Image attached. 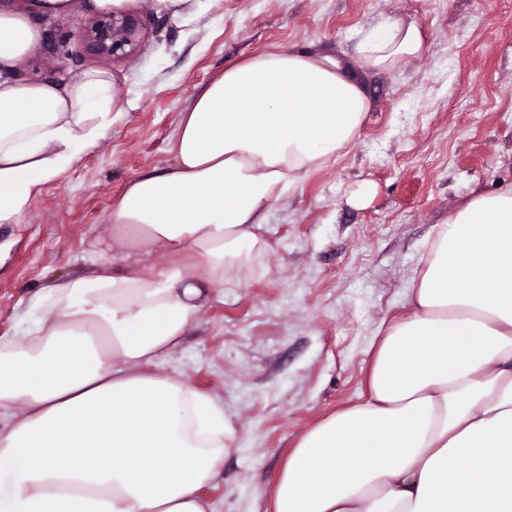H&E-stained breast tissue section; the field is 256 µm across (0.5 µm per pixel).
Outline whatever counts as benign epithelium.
<instances>
[{
  "label": "benign epithelium",
  "mask_w": 512,
  "mask_h": 512,
  "mask_svg": "<svg viewBox=\"0 0 512 512\" xmlns=\"http://www.w3.org/2000/svg\"><path fill=\"white\" fill-rule=\"evenodd\" d=\"M79 37L88 53L120 58L141 47L142 23L126 11L101 13L79 32Z\"/></svg>",
  "instance_id": "benign-epithelium-1"
}]
</instances>
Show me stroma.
<instances>
[{
  "instance_id": "35a3bbf8",
  "label": "stroma",
  "mask_w": 512,
  "mask_h": 512,
  "mask_svg": "<svg viewBox=\"0 0 512 512\" xmlns=\"http://www.w3.org/2000/svg\"><path fill=\"white\" fill-rule=\"evenodd\" d=\"M146 36L134 56L90 55L75 5L40 16L41 51L22 77H113L124 110L96 145L0 224V337L21 341L28 301L52 279L91 273L126 184L174 163L180 115L226 67L279 49L350 63L371 107L335 163L276 201L264 249L236 260L223 292L157 372L182 371L232 412L236 447L200 491L212 512H266L288 453L329 413L359 402L382 322L406 313L436 224L473 194L512 185V0H133ZM415 21L423 54L361 67L358 43L382 18Z\"/></svg>"
}]
</instances>
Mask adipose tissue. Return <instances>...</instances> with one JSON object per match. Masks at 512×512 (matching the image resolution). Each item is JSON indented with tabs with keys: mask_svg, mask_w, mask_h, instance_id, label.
<instances>
[{
	"mask_svg": "<svg viewBox=\"0 0 512 512\" xmlns=\"http://www.w3.org/2000/svg\"><path fill=\"white\" fill-rule=\"evenodd\" d=\"M72 7L0 9V224L23 223L112 124L107 72L14 76L43 44L34 17ZM423 49L415 22L388 17L359 54L388 70ZM369 110L354 70L316 51L257 53L197 93L174 165L132 180L112 208L118 255L93 252L92 275L48 281L30 308L51 315L25 348L0 341V512H208L199 491L236 444L230 416L150 367L197 320L205 288L263 249L272 204L335 162ZM158 244L160 266L148 261ZM424 265L379 338L367 397L299 439L270 512H512V186L436 225Z\"/></svg>",
	"mask_w": 512,
	"mask_h": 512,
	"instance_id": "ef3b65f1",
	"label": "adipose tissue"
}]
</instances>
